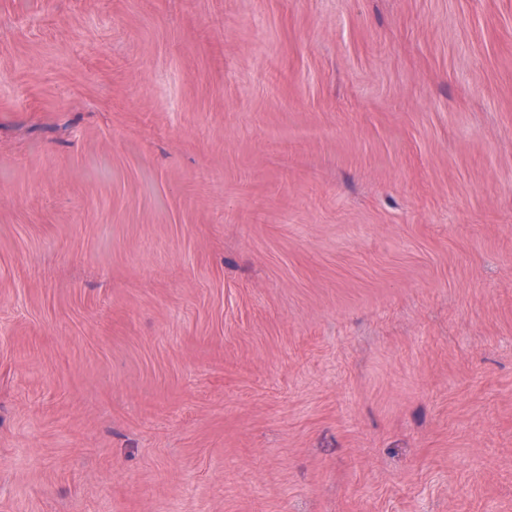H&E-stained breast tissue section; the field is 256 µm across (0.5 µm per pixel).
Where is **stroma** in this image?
<instances>
[{
  "label": "stroma",
  "instance_id": "stroma-1",
  "mask_svg": "<svg viewBox=\"0 0 512 512\" xmlns=\"http://www.w3.org/2000/svg\"><path fill=\"white\" fill-rule=\"evenodd\" d=\"M0 512H512V0H0Z\"/></svg>",
  "mask_w": 512,
  "mask_h": 512
}]
</instances>
